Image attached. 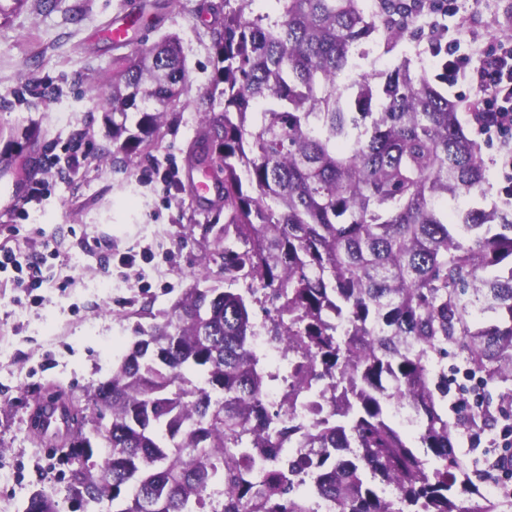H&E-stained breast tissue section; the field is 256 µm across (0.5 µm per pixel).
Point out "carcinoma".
<instances>
[{
    "instance_id": "cac0c4a2",
    "label": "carcinoma",
    "mask_w": 512,
    "mask_h": 512,
    "mask_svg": "<svg viewBox=\"0 0 512 512\" xmlns=\"http://www.w3.org/2000/svg\"><path fill=\"white\" fill-rule=\"evenodd\" d=\"M236 2L212 28L217 70L190 152L222 184L224 228L194 286L136 327L87 403L53 392L73 411L60 457L71 497L206 512L220 481L222 512H316L326 498L339 512H498L456 455L448 376L432 374L454 346L485 383L512 380V209L449 222L450 204L486 182L485 162L456 105L408 60L379 89L370 75L338 81L376 34L386 54L426 26L443 48L433 0H276L273 16ZM186 81L175 38L123 60L102 105L103 161L128 166L153 144ZM212 265L222 290L200 287ZM267 303L273 336L298 355L289 405L313 383L329 393L297 440L264 401L275 375L252 348L251 306ZM471 308L494 322L473 327ZM189 369L206 386H188ZM396 403L419 420L424 453L391 424ZM289 444L308 462L278 452ZM24 512L61 510L36 491Z\"/></svg>"
}]
</instances>
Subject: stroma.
Returning a JSON list of instances; mask_svg holds the SVG:
<instances>
[{
    "mask_svg": "<svg viewBox=\"0 0 512 512\" xmlns=\"http://www.w3.org/2000/svg\"><path fill=\"white\" fill-rule=\"evenodd\" d=\"M147 20L139 38L115 45L105 32L129 4ZM224 0H41L0 16V184L27 192L42 184L40 207L19 219L15 208L0 207V243L29 251L55 244L37 296L23 288L0 287V338L11 360L0 367V470L13 480L0 483V512H22L40 491L58 501L62 512H108V504L73 508L69 468L60 463V437L36 435L33 409L55 386L76 395L95 388L128 353L140 309L167 310L195 282L208 250L202 227L223 226L220 206L195 200L188 155L199 113L215 76L211 29L214 10ZM456 28L465 18L484 37H512V0H458ZM167 36L182 46L187 81L179 103L168 113L159 148L139 153L132 164L115 168L98 160L112 143L101 109L118 61ZM467 135L476 140L487 167L482 192L461 197L460 208L505 207L497 164L498 142L481 137L461 112ZM88 149L79 166H66L75 146ZM174 166L177 183L165 188L149 181L154 167ZM131 253L135 263H120ZM442 366L448 375L445 406L455 423V447L476 469L497 443L512 434V419L495 427L468 423L475 404L457 405L462 388H478L490 408H498L506 385L484 384L462 353L449 349Z\"/></svg>",
    "mask_w": 512,
    "mask_h": 512,
    "instance_id": "1",
    "label": "stroma"
}]
</instances>
